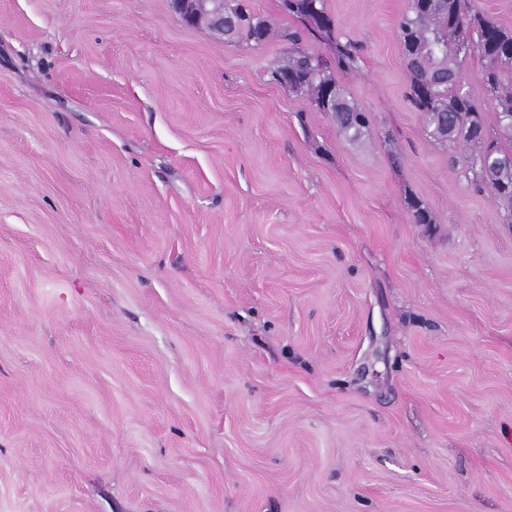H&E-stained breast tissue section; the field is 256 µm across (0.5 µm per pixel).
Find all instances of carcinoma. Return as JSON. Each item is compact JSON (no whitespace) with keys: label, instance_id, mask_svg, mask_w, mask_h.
Returning a JSON list of instances; mask_svg holds the SVG:
<instances>
[{"label":"carcinoma","instance_id":"carcinoma-1","mask_svg":"<svg viewBox=\"0 0 512 512\" xmlns=\"http://www.w3.org/2000/svg\"><path fill=\"white\" fill-rule=\"evenodd\" d=\"M247 0H224L225 32L237 44L259 46L275 34L268 20L248 11ZM282 10L295 17L301 27L281 34L290 42L288 82L309 88L310 103L321 112L332 113L338 130L350 140L361 138L369 124L368 115L353 101L336 78L359 67L357 47L336 35V22L325 0H281ZM397 33L400 39L413 37L422 52L421 66L407 63V98L421 114L428 136L441 146L461 148L452 160L477 191H490L512 214V148L505 149L499 138H512V29L478 11L473 0H434V7L421 15L416 0H408ZM306 37L327 42L333 60L327 61L299 47ZM476 52L483 60L480 82L491 94V108L498 131L485 123L483 110L475 104L466 87L450 81L430 84L425 72L447 69L461 74L462 56ZM416 224H432L433 216L419 198H407Z\"/></svg>","mask_w":512,"mask_h":512}]
</instances>
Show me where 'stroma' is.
I'll return each mask as SVG.
<instances>
[{"instance_id": "obj_1", "label": "stroma", "mask_w": 512, "mask_h": 512, "mask_svg": "<svg viewBox=\"0 0 512 512\" xmlns=\"http://www.w3.org/2000/svg\"><path fill=\"white\" fill-rule=\"evenodd\" d=\"M327 6L356 142L277 39L0 0V512H512V224L406 98L407 0Z\"/></svg>"}]
</instances>
